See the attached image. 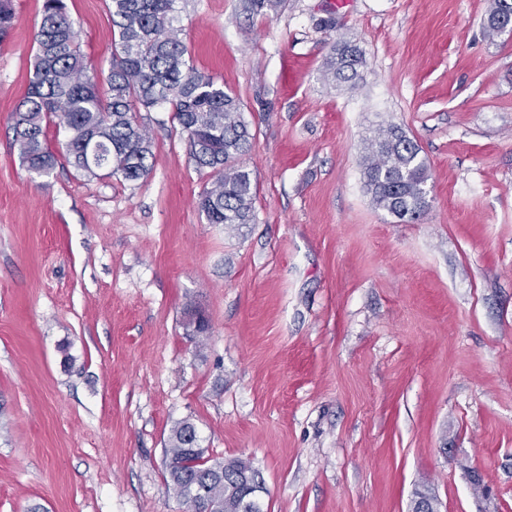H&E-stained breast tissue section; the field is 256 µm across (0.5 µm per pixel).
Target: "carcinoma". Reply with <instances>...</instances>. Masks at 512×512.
<instances>
[{
	"label": "carcinoma",
	"instance_id": "1",
	"mask_svg": "<svg viewBox=\"0 0 512 512\" xmlns=\"http://www.w3.org/2000/svg\"><path fill=\"white\" fill-rule=\"evenodd\" d=\"M114 40L106 74L91 80L66 0H43L36 34L33 79L12 111L14 141L27 170L48 175L63 156L77 172L117 177L128 182L146 177L152 144L138 121L140 110L166 105L187 134L196 167L213 174L199 199L210 224L252 221L254 185L238 159L250 148L251 133L239 101L224 86L202 75L186 59L187 48L174 26L176 0H110ZM283 0H242L249 15L274 12ZM512 13V0H493L485 29L501 34L498 18ZM15 20L13 0H0V38ZM361 51L346 42L332 46L324 76L355 87L361 79ZM55 116L66 132L63 153L47 144L44 122ZM97 152H91V147ZM365 186L376 206L402 223L425 214L427 166L416 142L396 126L380 130L363 158ZM196 431L184 422L172 430L166 455L168 475L177 497H199L214 512H237V480L259 476L247 459L203 462L191 456L186 438Z\"/></svg>",
	"mask_w": 512,
	"mask_h": 512
}]
</instances>
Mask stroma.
<instances>
[{"instance_id": "1", "label": "stroma", "mask_w": 512, "mask_h": 512, "mask_svg": "<svg viewBox=\"0 0 512 512\" xmlns=\"http://www.w3.org/2000/svg\"><path fill=\"white\" fill-rule=\"evenodd\" d=\"M43 0L0 40V512H187L173 429L243 458L264 512H512V35L492 0H179L190 63L242 105L248 224L208 223L212 182L168 107L138 114L136 182L30 173L11 113ZM87 74L110 0H67ZM355 87L324 77L334 42ZM400 126L428 168L414 224L362 161ZM202 315L206 336L193 335ZM505 12H511L512 13V1L511 0H493V6L488 14L485 29L489 33V35H499L503 32L500 31V28L504 32H510L512 31V23L505 22L499 27L498 25V18L500 15H502ZM362 64V53L356 46L347 42L335 43L326 61L324 76L328 81L352 88L361 78L359 69Z\"/></svg>"}]
</instances>
